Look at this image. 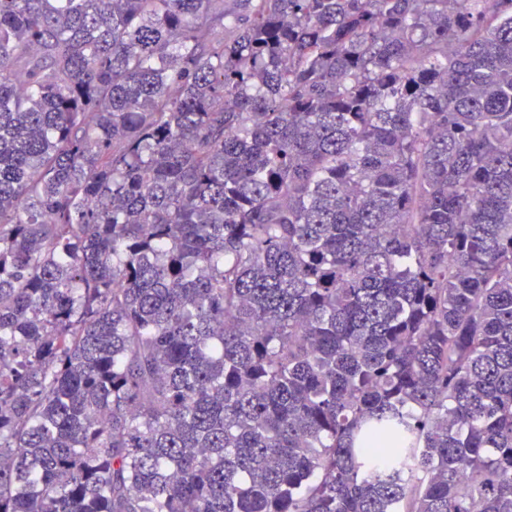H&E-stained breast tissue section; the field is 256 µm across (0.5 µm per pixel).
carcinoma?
<instances>
[{
  "label": "carcinoma",
  "instance_id": "cac0c4a2",
  "mask_svg": "<svg viewBox=\"0 0 512 512\" xmlns=\"http://www.w3.org/2000/svg\"><path fill=\"white\" fill-rule=\"evenodd\" d=\"M0 512H512V0H0Z\"/></svg>",
  "mask_w": 512,
  "mask_h": 512
}]
</instances>
